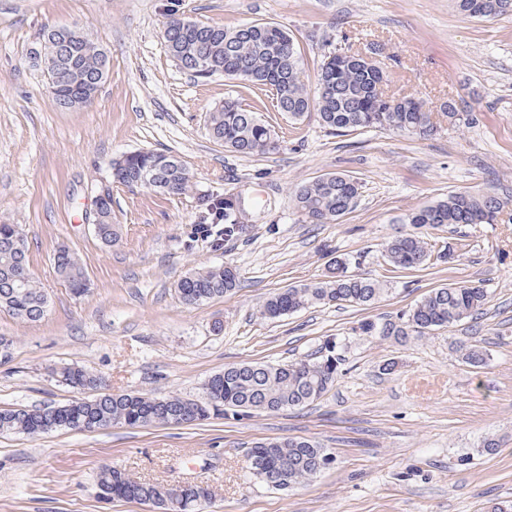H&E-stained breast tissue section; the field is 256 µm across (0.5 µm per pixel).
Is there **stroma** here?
<instances>
[{"label": "stroma", "mask_w": 512, "mask_h": 512, "mask_svg": "<svg viewBox=\"0 0 512 512\" xmlns=\"http://www.w3.org/2000/svg\"><path fill=\"white\" fill-rule=\"evenodd\" d=\"M165 0H0V224L19 225L29 269L48 298L41 321L0 310V408L62 405L74 396L54 369L77 365L112 391L197 399L224 366L287 364L336 339L343 361L334 385L300 410L214 416L183 425L98 432L59 431L37 439L0 435V512H156L103 498L108 466L133 478L202 482L205 512H492L512 504V223L414 229L406 214L452 192L512 196V16L478 20L455 0H185L196 21L235 27L256 20L296 38L307 84L337 47L371 53L391 96L427 106L454 102L466 120L436 114L427 137L379 129L336 135L317 111L299 124L265 118L278 150L252 157L227 151L207 129L209 112L234 80H197L166 49ZM78 26L111 64L95 100L61 110L34 60L44 30ZM179 156L192 175L183 195L111 182L123 154ZM362 185L337 221L313 224L295 210V188L325 173ZM112 186L119 238L105 244L94 201ZM242 197L243 228L214 248L196 234L198 199ZM420 231L454 253L452 263L390 272L385 243ZM68 245L90 283L73 295L53 256ZM386 282L374 305L316 306L277 319L260 316L270 294L321 280L331 262ZM229 264L233 294L188 305L176 283L192 271ZM473 281L485 312L403 344L361 335L367 319L394 320L430 289ZM487 351L465 364L457 343ZM393 363L392 374L381 366ZM301 436L334 464L291 491L256 480L255 443ZM496 453L482 452L486 438Z\"/></svg>", "instance_id": "obj_1"}]
</instances>
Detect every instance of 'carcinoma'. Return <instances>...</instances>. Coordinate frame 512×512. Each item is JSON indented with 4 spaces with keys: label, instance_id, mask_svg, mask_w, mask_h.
<instances>
[{
    "label": "carcinoma",
    "instance_id": "carcinoma-1",
    "mask_svg": "<svg viewBox=\"0 0 512 512\" xmlns=\"http://www.w3.org/2000/svg\"><path fill=\"white\" fill-rule=\"evenodd\" d=\"M456 2L460 11L477 19L512 14V0ZM165 7L166 15L171 17L165 37L167 50L196 78L228 75L240 81L239 87L244 91L270 99L274 111L294 121L315 108L322 125L336 134L379 128L428 136L434 130L432 113L422 100L384 94V72L370 66L362 54L349 47L324 55L316 87L311 90L304 80L300 49L288 29L269 22H251L231 29L188 17L186 21L194 29L185 37L178 19L182 0H166ZM62 59L73 64L85 82L94 79L99 71V48L90 42L70 47L62 53ZM208 128L214 140L239 155L267 154L277 148L271 126L251 105L243 103L239 91L209 113ZM113 168V182L130 186L137 179L140 186L162 194L182 195L192 182L183 160L171 153L131 152L114 161ZM360 189V182L351 175L326 173L296 188L295 207L309 222L328 224L354 207ZM199 203L200 232L208 234L211 225H222L213 246H220L222 237L238 232L241 219L225 197L204 195L199 197ZM508 205L509 199L497 195L454 192L409 213L406 221L416 228L429 224H496ZM99 237L109 245L118 238L110 207L99 225ZM27 252L19 226L0 224V308L18 320L38 322L45 317L48 300L31 276ZM385 256L393 272L420 269L431 259L427 243L416 233L393 237L386 244ZM54 265L73 294L87 292L86 272L75 253H59ZM238 286L237 271L218 266L187 274L177 283V292L184 303L197 305L230 294ZM384 293L383 283L348 273L346 263L339 258L330 263L324 279L270 295L260 313L278 318L317 305L370 306ZM486 303L487 291L479 284L441 286L427 291L398 320L384 324L366 320L360 330L366 336L402 343L465 319H476L483 314ZM463 359L480 368L486 364L487 353L476 345H467ZM340 365L336 342L328 339L316 356L291 364L247 362L226 366L207 379L200 399L113 392L85 369L65 367L60 377L79 396L57 407L1 408L0 434L37 438L57 430L94 431L117 424L170 425L176 420L193 423L229 412L237 415L296 409L319 399L336 382ZM87 390L94 391L93 396H81ZM329 458L327 449L303 437L258 442L248 454L253 475L269 487L277 482V490H290L310 481L326 469L323 462ZM98 485L100 494L107 499L137 500L151 504L159 512H173L168 506L167 485L137 481L121 468L104 470ZM211 499V489L185 482L179 512H201Z\"/></svg>",
    "mask_w": 512,
    "mask_h": 512
}]
</instances>
